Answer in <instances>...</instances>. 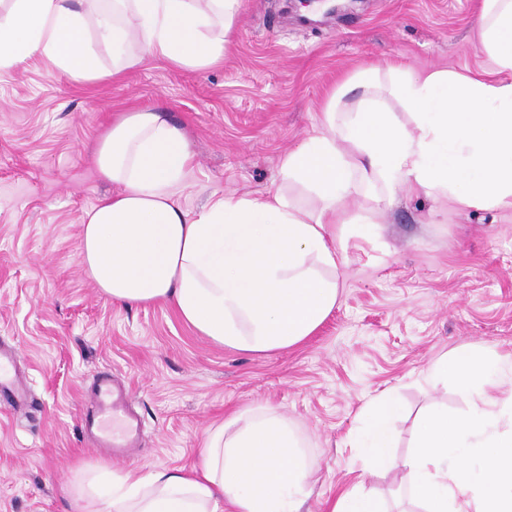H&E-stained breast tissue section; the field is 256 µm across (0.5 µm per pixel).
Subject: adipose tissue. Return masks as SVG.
Segmentation results:
<instances>
[{"mask_svg":"<svg viewBox=\"0 0 512 512\" xmlns=\"http://www.w3.org/2000/svg\"><path fill=\"white\" fill-rule=\"evenodd\" d=\"M0 11V69L40 55L50 69L96 80L147 58L203 69L224 58L241 0H114L92 14L79 0H10ZM112 50L103 69L89 39ZM478 44L494 70L387 73L370 68L353 84L388 83L409 121L360 101L329 99L321 128L281 161L285 183L304 185L313 206L283 187L226 194L191 214L178 191L192 157L182 127L164 111L127 112L97 143L100 176L118 191L86 214L80 261L105 295L122 303L173 302L213 344L266 353L310 336L336 305L332 227L346 223L342 199L356 176L423 191L466 208H512V0H482ZM512 359L472 346L437 359L434 381L452 380L470 408L437 407L416 423L411 454L395 463L392 424L402 408L388 391L362 406L352 470L402 466V496L422 512H512ZM316 471L286 418L245 410L210 431L192 470L152 468L117 475L81 470L62 487L72 512H301Z\"/></svg>","mask_w":512,"mask_h":512,"instance_id":"obj_1","label":"adipose tissue"}]
</instances>
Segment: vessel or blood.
Listing matches in <instances>:
<instances>
[{
	"label": "vessel or blood",
	"mask_w": 512,
	"mask_h": 512,
	"mask_svg": "<svg viewBox=\"0 0 512 512\" xmlns=\"http://www.w3.org/2000/svg\"><path fill=\"white\" fill-rule=\"evenodd\" d=\"M126 390L114 379H101L85 416V430L94 447L129 448L140 431V422L126 414Z\"/></svg>",
	"instance_id": "vessel-or-blood-1"
}]
</instances>
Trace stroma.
Returning <instances> with one entry per match:
<instances>
[{
    "label": "stroma",
    "instance_id": "obj_1",
    "mask_svg": "<svg viewBox=\"0 0 512 512\" xmlns=\"http://www.w3.org/2000/svg\"><path fill=\"white\" fill-rule=\"evenodd\" d=\"M478 8L356 0L304 23L284 0H242L224 60L210 68L149 59L78 83L35 55L0 70V348L14 351L26 385L20 406L0 390V512H71L61 485L106 462L82 413L109 375L142 424L114 472L191 469L213 424L266 407L288 418L319 471L302 512H327L351 486L349 441L371 396L392 390L404 409L393 425L399 457L425 407L466 411L428 369L473 344L512 356V209L401 191L379 215L356 182L334 310L301 345L261 354L212 345L172 304L113 302L84 273L79 244L87 211L116 191L99 179L93 148L122 113L162 109L184 128L193 159L178 198L194 213L213 193L279 184L283 156L319 129L328 94L357 69L493 70L473 45ZM359 217L375 235H361Z\"/></svg>",
    "mask_w": 512,
    "mask_h": 512
}]
</instances>
